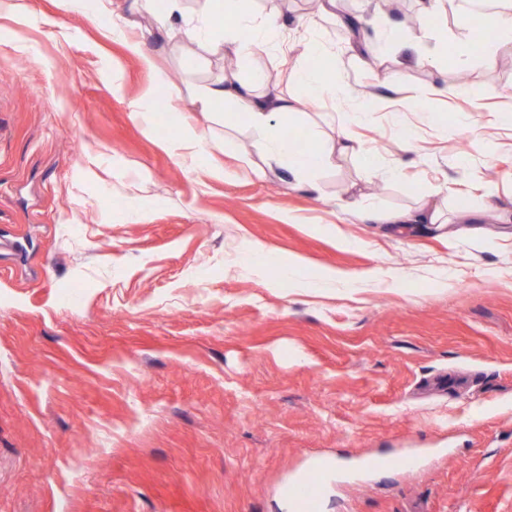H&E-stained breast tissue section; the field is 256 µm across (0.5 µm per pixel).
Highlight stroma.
<instances>
[{
    "mask_svg": "<svg viewBox=\"0 0 512 512\" xmlns=\"http://www.w3.org/2000/svg\"><path fill=\"white\" fill-rule=\"evenodd\" d=\"M12 2L0 0V512H281L319 460L335 465L319 512H512V43L475 46L461 86L443 50L471 38L462 0L437 28L418 0L400 14L343 0L339 18L317 0H257L288 23L234 75L291 100L278 133L330 138L374 99L350 129L361 153L259 178L236 105L190 103L226 73L223 50L189 31L204 0H181L164 44L131 0H112L132 20L118 32L98 0H25L20 18ZM316 14L341 89L320 100L292 79L312 64ZM142 40L149 68L129 49ZM439 80L451 96L427 99ZM188 126L204 137L191 170L174 151ZM404 127L415 151L399 147ZM427 203L444 223L382 220ZM256 243L274 265L251 262ZM329 271L340 282L318 287ZM405 453L422 463L387 466ZM366 457L384 465L361 478Z\"/></svg>",
    "mask_w": 512,
    "mask_h": 512,
    "instance_id": "obj_1",
    "label": "stroma"
}]
</instances>
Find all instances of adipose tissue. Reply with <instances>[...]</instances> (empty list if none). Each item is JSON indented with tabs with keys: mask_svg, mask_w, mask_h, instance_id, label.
I'll list each match as a JSON object with an SVG mask.
<instances>
[{
	"mask_svg": "<svg viewBox=\"0 0 512 512\" xmlns=\"http://www.w3.org/2000/svg\"><path fill=\"white\" fill-rule=\"evenodd\" d=\"M208 2L210 9L204 12L200 27L202 40L222 45L224 52L243 60L249 59L255 49L267 46L273 34L284 25L276 14L256 20V0ZM230 99L236 101L241 117L257 135L254 146L261 159L258 173L279 168L296 178L331 165L335 153L358 152L360 146L349 128L364 122L370 109L369 104H362L337 128L334 143H322L307 151L296 148L272 128L274 115L288 113L291 109L290 102L283 96L259 93L252 86L222 78L206 85L194 102L201 109L215 111Z\"/></svg>",
	"mask_w": 512,
	"mask_h": 512,
	"instance_id": "1",
	"label": "adipose tissue"
}]
</instances>
